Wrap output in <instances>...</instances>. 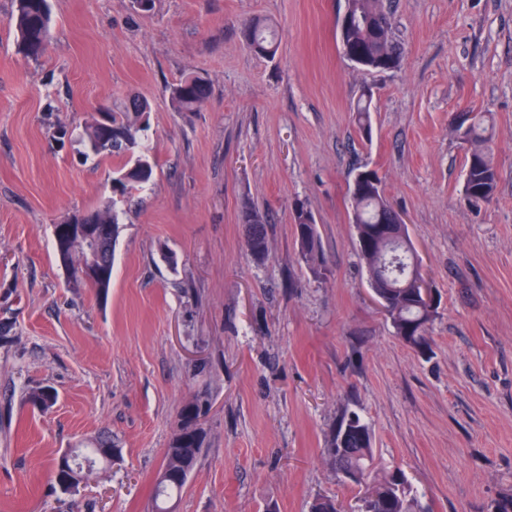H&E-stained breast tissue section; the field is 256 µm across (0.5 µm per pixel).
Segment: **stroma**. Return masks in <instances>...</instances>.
Masks as SVG:
<instances>
[{"mask_svg":"<svg viewBox=\"0 0 512 512\" xmlns=\"http://www.w3.org/2000/svg\"><path fill=\"white\" fill-rule=\"evenodd\" d=\"M397 69L339 51L344 0H49L39 60L17 51L0 0V512H152L183 406L208 400L204 450L174 512H310L349 503L327 444L344 413L374 457L400 467L427 512H495L512 497V0H384ZM269 18L275 58L240 28ZM197 75L209 97L178 112L167 89ZM371 96V131L352 109ZM132 97L154 178L112 193L125 157H86L83 128ZM488 112L498 183L463 189L459 113ZM377 171L439 298L432 352L393 334L356 251L349 174ZM114 200L107 297L74 288L53 226ZM305 203L330 270L298 260ZM269 216V253L240 215ZM50 386L55 405H29ZM116 463L70 491L53 459L99 431ZM242 224L247 225L245 247L255 258L263 259L268 252V231L266 217L256 205H248L241 214Z\"/></svg>","mask_w":512,"mask_h":512,"instance_id":"1","label":"stroma"}]
</instances>
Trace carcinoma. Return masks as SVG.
<instances>
[{
	"instance_id": "obj_1",
	"label": "carcinoma",
	"mask_w": 512,
	"mask_h": 512,
	"mask_svg": "<svg viewBox=\"0 0 512 512\" xmlns=\"http://www.w3.org/2000/svg\"><path fill=\"white\" fill-rule=\"evenodd\" d=\"M345 6L355 22L340 33L343 56L357 66L368 70H391L400 64L403 50L393 37L390 17L382 0H348ZM15 30L18 51L37 60L46 51L50 38L48 0H15ZM242 34L248 48L257 55L272 57L278 45L275 32L265 21L254 18L242 24ZM208 86L198 76L181 79L169 89V100L179 112L195 111L207 98ZM148 104L135 100L123 112L107 110L112 123V138L104 139L101 122L93 119L86 128L87 147L95 157H109L124 153L135 157L134 164L121 172L117 183L121 194L136 186L148 184L154 174V165L145 154H136L139 132L143 130ZM371 97L358 101L354 108L355 122L361 133L370 132ZM465 145V194L489 202L497 187V168L494 161L493 124L481 113L471 116L470 124L460 137ZM360 181L349 186L351 220L356 229L357 252L365 266L368 285L387 295L385 313L394 334L411 349L431 350L430 325L437 315L421 292L411 283L415 264L419 263L405 224L397 223L398 212L389 204L383 182L365 167ZM87 223L95 225L107 278L91 285L100 294L108 292L112 275V256L116 242L118 216L109 204L82 213ZM247 225L245 247L255 258L263 259L268 252V231L263 211L248 205L241 214ZM298 256L313 279L324 281L329 269L321 255V245L314 219L304 206L295 207L292 214ZM59 264L65 268L73 283L81 280L83 251L70 245L65 252L55 250ZM56 399L50 387H38L28 394V403L40 411L49 410ZM204 401L195 399L183 408L180 427L172 438L164 458L163 468L176 467L179 453L196 458L203 447L202 430L197 420L202 415ZM112 447V436L103 432L80 444L78 458L96 465L97 449ZM331 447L336 467L348 473H364L365 512H425L412 495L410 483L400 469L386 470L378 466L372 451V433L365 421L356 413L342 417ZM183 481H170L156 490L153 512H167V502L184 488Z\"/></svg>"
}]
</instances>
